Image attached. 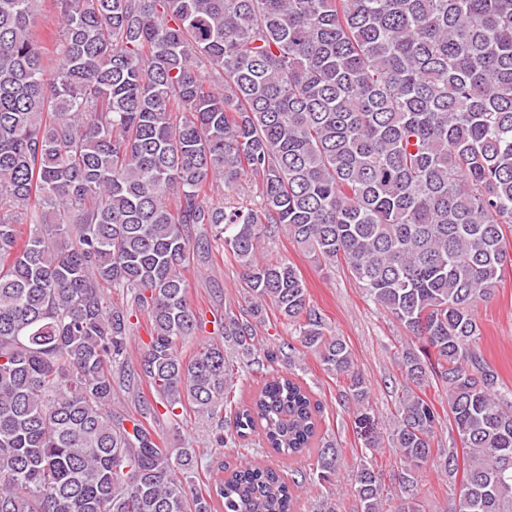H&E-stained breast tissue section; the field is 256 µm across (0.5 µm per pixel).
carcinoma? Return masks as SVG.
<instances>
[{
  "label": "carcinoma",
  "mask_w": 512,
  "mask_h": 512,
  "mask_svg": "<svg viewBox=\"0 0 512 512\" xmlns=\"http://www.w3.org/2000/svg\"><path fill=\"white\" fill-rule=\"evenodd\" d=\"M40 2L0 0V512H294L299 478L332 483L339 449L297 368L313 353L358 410L368 388L296 269L260 257L282 231L410 335L395 512H421L428 465L449 512H512V389L475 315L512 266V0H53L51 68ZM246 179L253 204L210 199ZM202 225L249 308L185 359ZM269 303L299 345L267 347L281 369L231 399L228 350L254 349ZM136 310L151 332L133 358ZM429 381L460 449L432 454L441 416L412 389ZM187 405L233 410L218 442L241 462L204 493L195 450L151 423ZM253 436L315 457L309 473L249 459ZM353 492L358 512L389 501L368 460ZM58 38V25L53 6V0H42L39 22L35 28V37L43 43L47 56H52L51 51L55 48V39Z\"/></svg>",
  "instance_id": "carcinoma-1"
}]
</instances>
